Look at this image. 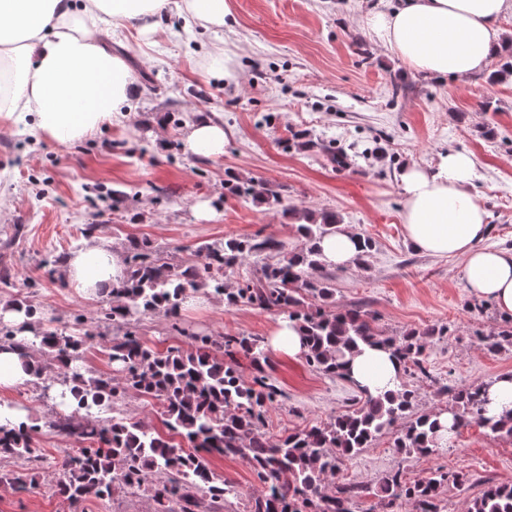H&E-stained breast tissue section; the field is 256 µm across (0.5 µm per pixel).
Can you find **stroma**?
Wrapping results in <instances>:
<instances>
[{"instance_id":"obj_1","label":"stroma","mask_w":512,"mask_h":512,"mask_svg":"<svg viewBox=\"0 0 512 512\" xmlns=\"http://www.w3.org/2000/svg\"><path fill=\"white\" fill-rule=\"evenodd\" d=\"M377 3L230 0L235 32L207 31L171 13L149 42L134 27L114 28L106 45L129 64L140 91L127 113L67 144L32 136L26 115L0 126V273L9 274L0 282V303L25 298L45 330L72 332L83 318L96 338L82 366L109 373L104 344L124 330L99 321L105 298L78 295L57 265L89 237L125 250L146 241L177 263L196 260L201 245L230 237L271 235L296 248L301 240L289 210H329L374 242L365 267L330 269L337 306L377 314L391 336L448 329L427 338L424 373L406 378L418 411L447 408L450 389L512 373V345L490 352L480 342L499 330L504 313L491 302L474 310L461 258L413 247L403 230L397 178L402 165L432 167L440 154L469 153L473 186L488 213L484 244L512 254V82L492 86L480 75L459 83L409 71L366 26ZM217 47L234 57L238 83L209 76L208 56ZM201 116L223 124V155L184 152V130ZM488 124L496 126L495 138L483 136ZM331 147L347 154L350 167L336 170ZM230 176L278 191L281 206L226 193ZM279 319L249 305L187 302L180 331L157 313L143 318L138 334L163 352L186 347L191 333L266 339ZM267 371L283 392L265 417L274 437L328 422L360 399L351 382L302 357L269 353ZM0 401L27 410L43 455L34 488L0 486V512H70L56 483L64 449L78 442L53 425L59 400L30 381L0 392ZM210 467L236 493L220 506L199 495L198 512H251L263 486L249 463L216 457ZM439 468L467 475V487L443 493L446 512H465L483 481L512 486V436L473 423L434 454L405 455L387 434L345 460L335 481L365 487L355 512H416L410 500L382 506L373 488L396 469L411 483Z\"/></svg>"}]
</instances>
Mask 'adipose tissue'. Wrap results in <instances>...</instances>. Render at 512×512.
Here are the masks:
<instances>
[{"label":"adipose tissue","mask_w":512,"mask_h":512,"mask_svg":"<svg viewBox=\"0 0 512 512\" xmlns=\"http://www.w3.org/2000/svg\"><path fill=\"white\" fill-rule=\"evenodd\" d=\"M205 29L234 31L229 0H0V122L31 115L36 132L70 143L120 115L139 88L129 65L103 38L126 24L143 35L159 30L169 8ZM512 0H387L372 10L367 26L412 72L460 80L486 73L502 48L499 22ZM184 150L192 155L224 152V129L206 117L187 125ZM474 161L464 152L440 155L435 167L408 164L398 178L403 189L402 223L421 252L464 261L469 291L512 313V255L484 246L486 211L471 190ZM359 233L348 225L325 236L323 263L352 265ZM120 249L91 239L64 262L62 275L84 297L111 294L125 275ZM400 367L388 352L367 348L348 365L352 384L377 394L395 389Z\"/></svg>","instance_id":"1"}]
</instances>
